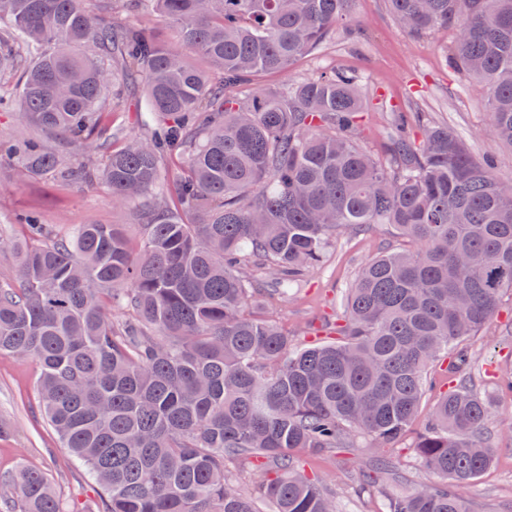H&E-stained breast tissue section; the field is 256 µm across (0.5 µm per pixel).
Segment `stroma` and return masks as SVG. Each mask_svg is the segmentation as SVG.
I'll return each instance as SVG.
<instances>
[{
    "mask_svg": "<svg viewBox=\"0 0 512 512\" xmlns=\"http://www.w3.org/2000/svg\"><path fill=\"white\" fill-rule=\"evenodd\" d=\"M349 16L352 31L337 29L319 52L300 60L288 74L265 78V85L296 82L325 68L347 70L358 77L366 102L358 125L361 146L382 154L393 110L423 112L463 139L475 158L493 155L496 176L512 182V149L490 134L486 88L446 62L450 33L408 35L394 22L386 0H350ZM27 212L40 213L62 232L88 222L117 224L132 245L140 243L128 212L113 208L111 194L99 183L67 184L48 177L5 180L0 185V236L21 240L23 229L15 219ZM395 242L393 231L380 224L341 233L307 280L286 298L264 303L261 315L289 334L318 335L324 320L340 309L358 269ZM465 347L472 356L475 388L494 410L487 435L495 461L462 493L472 512H512V434L501 427L512 420V393L498 383L500 375L512 371V295L503 296L497 314ZM40 373L34 359L0 354V420L10 425L0 436V476L22 465L39 468L52 480L68 512H94L97 487L61 448L40 411ZM416 439L415 432L391 443L359 437L318 454L302 450L298 457L308 474L335 491L342 512H385L380 484L406 490L432 479L414 452ZM383 460L388 470L379 483L370 482Z\"/></svg>",
    "mask_w": 512,
    "mask_h": 512,
    "instance_id": "obj_1",
    "label": "stroma"
}]
</instances>
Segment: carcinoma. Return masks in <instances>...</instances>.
<instances>
[{"mask_svg":"<svg viewBox=\"0 0 512 512\" xmlns=\"http://www.w3.org/2000/svg\"><path fill=\"white\" fill-rule=\"evenodd\" d=\"M0 0V86L49 138L3 141L0 171L65 182L99 175L131 208L142 246L116 224L58 234L35 214L13 286L0 287V353L41 365L40 408L100 490L96 512H255L224 459L263 463L272 512H338L298 449L357 434L394 441L418 412L430 366L453 356L512 293V183L464 141L393 113L380 161L358 144V80L286 73L345 24L349 0ZM396 24L446 30L448 64L488 90L493 139L512 148V0H387ZM159 16L128 26L122 12ZM203 60L193 63L189 55ZM144 83L139 137L112 149L120 87ZM61 133L64 146L50 140ZM386 224L398 246L365 263L336 317L339 337L297 345L250 311L304 281L344 229ZM130 318L115 324L108 307ZM492 408L465 380L432 408L415 453L442 483L384 492L386 512H471L459 488L493 463ZM22 512H66L47 474L20 466L0 489Z\"/></svg>","mask_w":512,"mask_h":512,"instance_id":"obj_1","label":"carcinoma"}]
</instances>
